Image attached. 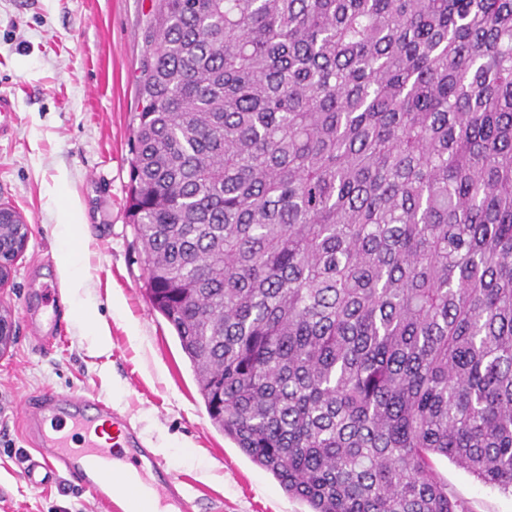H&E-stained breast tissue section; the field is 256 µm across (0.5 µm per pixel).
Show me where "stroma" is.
I'll return each instance as SVG.
<instances>
[{"label": "stroma", "instance_id": "35a3bbf8", "mask_svg": "<svg viewBox=\"0 0 512 512\" xmlns=\"http://www.w3.org/2000/svg\"><path fill=\"white\" fill-rule=\"evenodd\" d=\"M151 0H0V204L28 224L27 245L0 307L15 340L0 353V512H105L72 484L33 486L22 470L33 447L25 401L44 389L97 397L123 415L182 482L188 512H310L211 421L174 329L155 311L126 214L136 76ZM78 204L88 273V317L59 273L61 205ZM54 312L61 340L37 345L31 315ZM104 328L97 353L88 323ZM139 340L131 342L130 328ZM434 469L472 512H512V494L447 458Z\"/></svg>", "mask_w": 512, "mask_h": 512}]
</instances>
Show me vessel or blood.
Masks as SVG:
<instances>
[{
  "mask_svg": "<svg viewBox=\"0 0 512 512\" xmlns=\"http://www.w3.org/2000/svg\"><path fill=\"white\" fill-rule=\"evenodd\" d=\"M24 418L35 444L28 483L77 484L107 512H183L179 483L164 461L105 403L49 389L25 403Z\"/></svg>",
  "mask_w": 512,
  "mask_h": 512,
  "instance_id": "obj_1",
  "label": "vessel or blood"
}]
</instances>
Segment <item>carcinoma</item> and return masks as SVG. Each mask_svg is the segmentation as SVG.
I'll use <instances>...</instances> for the list:
<instances>
[{
    "label": "carcinoma",
    "instance_id": "cac0c4a2",
    "mask_svg": "<svg viewBox=\"0 0 512 512\" xmlns=\"http://www.w3.org/2000/svg\"><path fill=\"white\" fill-rule=\"evenodd\" d=\"M128 218L214 424L312 512L512 491V0H154ZM433 463L438 476L448 483L451 491L468 502L472 512H512L510 493L484 484L445 457L436 456Z\"/></svg>",
    "mask_w": 512,
    "mask_h": 512
}]
</instances>
